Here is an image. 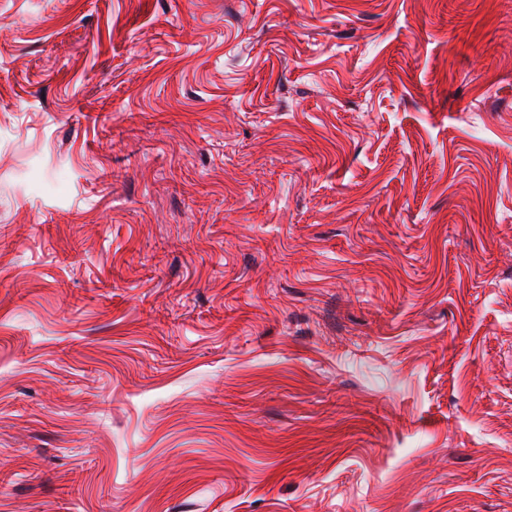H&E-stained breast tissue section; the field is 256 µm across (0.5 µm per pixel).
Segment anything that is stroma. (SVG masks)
Here are the masks:
<instances>
[{"label":"stroma","instance_id":"obj_1","mask_svg":"<svg viewBox=\"0 0 512 512\" xmlns=\"http://www.w3.org/2000/svg\"><path fill=\"white\" fill-rule=\"evenodd\" d=\"M0 512H512V0H0Z\"/></svg>","mask_w":512,"mask_h":512}]
</instances>
